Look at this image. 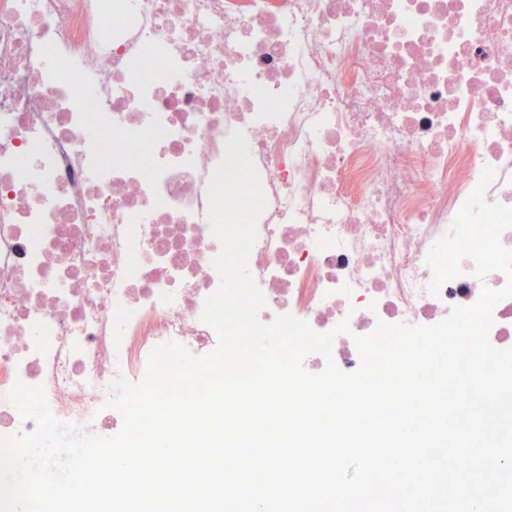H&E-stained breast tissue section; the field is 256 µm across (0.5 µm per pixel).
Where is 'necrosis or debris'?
I'll list each match as a JSON object with an SVG mask.
<instances>
[{
    "label": "necrosis or debris",
    "mask_w": 512,
    "mask_h": 512,
    "mask_svg": "<svg viewBox=\"0 0 512 512\" xmlns=\"http://www.w3.org/2000/svg\"><path fill=\"white\" fill-rule=\"evenodd\" d=\"M236 130L260 321L349 324L307 371L512 282L466 258L433 292L426 263L485 168L512 207V0H0V436L36 427L15 383L113 436L115 378L216 349L208 187Z\"/></svg>",
    "instance_id": "necrosis-or-debris-1"
}]
</instances>
